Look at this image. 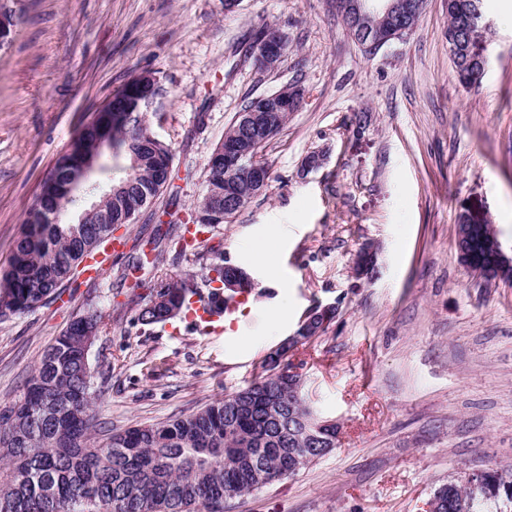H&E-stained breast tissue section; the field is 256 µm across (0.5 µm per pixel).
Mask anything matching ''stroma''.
I'll return each instance as SVG.
<instances>
[{
  "mask_svg": "<svg viewBox=\"0 0 512 512\" xmlns=\"http://www.w3.org/2000/svg\"><path fill=\"white\" fill-rule=\"evenodd\" d=\"M19 19L0 46V270L41 184L81 126L131 77L165 95L149 132L172 151L173 185L135 223L96 281L64 283L60 300L0 317V411L18 401L44 352L94 304L112 319L91 346L108 381L94 442L187 415L248 386L269 353L315 307L337 314L291 352L304 396L336 420L335 448L296 475L232 500L230 512H421L435 486L484 468H512V281L487 283L459 262L455 224L485 208L512 250V32L504 0L491 22L486 70L462 86L448 52V0H427L406 40L370 56L329 0H5ZM288 35L277 69L240 47L263 24ZM298 111L260 154L271 179L230 222L181 255L182 221L206 187L207 163L251 99L290 84ZM368 115L358 128L359 115ZM320 166L302 173L305 158ZM167 223L163 264L201 273L225 257L257 288L229 331L186 319L141 325L153 274V227ZM377 245L372 278L353 272ZM271 245L268 265L255 258ZM287 304L286 323L270 317Z\"/></svg>",
  "mask_w": 512,
  "mask_h": 512,
  "instance_id": "35a3bbf8",
  "label": "stroma"
}]
</instances>
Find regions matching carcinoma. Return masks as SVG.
Returning a JSON list of instances; mask_svg holds the SVG:
<instances>
[{
  "label": "carcinoma",
  "instance_id": "cac0c4a2",
  "mask_svg": "<svg viewBox=\"0 0 512 512\" xmlns=\"http://www.w3.org/2000/svg\"><path fill=\"white\" fill-rule=\"evenodd\" d=\"M468 0H453L448 33L464 21ZM163 93L155 79L139 88L137 99L125 90L113 95L123 106L112 113L113 159L124 160L119 174L98 181L95 191L122 184L127 199L112 203L107 224H81L82 200L67 206L73 221L43 223V212L56 208L53 192L41 188L24 221L26 232L17 239L8 266L0 273V316L23 314L59 297L60 285L88 257L86 247L106 239L123 224L132 206L158 196L157 180L171 175L131 158L148 135L146 117L151 98ZM288 120L279 112L273 122L259 116L251 156L273 138ZM219 264L203 267L201 277L160 273L140 310L143 325L170 321L177 305L185 313L190 297L206 298L224 309V277L245 269L235 265L214 275ZM107 326L94 307L73 319L41 358L26 381L20 400L0 413V512H224L229 501L266 485L272 471L297 473L336 447V425L305 429L304 398L288 378L273 374L266 364L250 385L205 408L175 419L116 431L103 445L91 443L97 390L83 348L85 321ZM433 494L448 504L445 512H512V468H489L480 476L448 479Z\"/></svg>",
  "mask_w": 512,
  "mask_h": 512
}]
</instances>
